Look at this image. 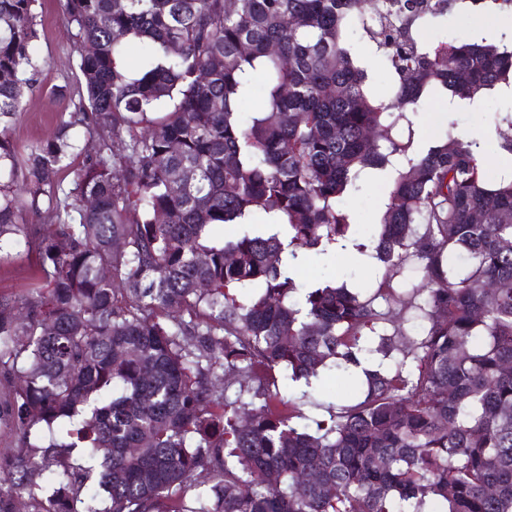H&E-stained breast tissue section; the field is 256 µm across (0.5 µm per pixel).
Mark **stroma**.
Returning a JSON list of instances; mask_svg holds the SVG:
<instances>
[{"instance_id": "obj_1", "label": "stroma", "mask_w": 512, "mask_h": 512, "mask_svg": "<svg viewBox=\"0 0 512 512\" xmlns=\"http://www.w3.org/2000/svg\"><path fill=\"white\" fill-rule=\"evenodd\" d=\"M38 38L34 55L41 64L37 82L25 95L24 105L12 121L10 134L19 150L46 141L53 133L63 113L68 112L71 99L77 98L82 87L79 57L75 51L72 30L63 12L62 0H37ZM512 111V99L487 97L476 108L458 106L447 109L445 104L430 102L411 112L414 148L422 150L428 142L441 135L447 126L470 142L487 169L499 163L496 125ZM386 192V180L377 177L365 181L360 190L349 195L344 206L351 214L357 230L356 242L369 243L368 227L379 215V206ZM36 277L34 255L20 254L12 261L0 264V294L19 295L31 288ZM405 273L388 272L380 268L371 255L355 257L352 252L333 249L328 255L311 257L301 268L299 283L307 288L327 282L346 283L363 299H370L383 315L378 329L391 336L397 348H408L416 339L414 305L417 296L412 288L403 287ZM282 394L292 400L302 414L303 423L325 415L328 407H337L355 397L350 383H337L330 378L310 386L300 381H284Z\"/></svg>"}]
</instances>
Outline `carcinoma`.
Wrapping results in <instances>:
<instances>
[{
  "mask_svg": "<svg viewBox=\"0 0 512 512\" xmlns=\"http://www.w3.org/2000/svg\"><path fill=\"white\" fill-rule=\"evenodd\" d=\"M35 2L0 0V258L37 264L0 295V512L19 488L28 512H512V165L488 175L450 130L415 152L391 119L512 98V42L422 38L512 0H63L83 91L22 156ZM379 173L373 258L422 273L399 358L358 293L297 301L283 263L348 240L341 202ZM322 369L358 395L296 424L278 374ZM20 256L0 265V294L20 295L31 288L36 277L34 253L26 254L24 246L16 249Z\"/></svg>",
  "mask_w": 512,
  "mask_h": 512,
  "instance_id": "carcinoma-1",
  "label": "carcinoma"
}]
</instances>
